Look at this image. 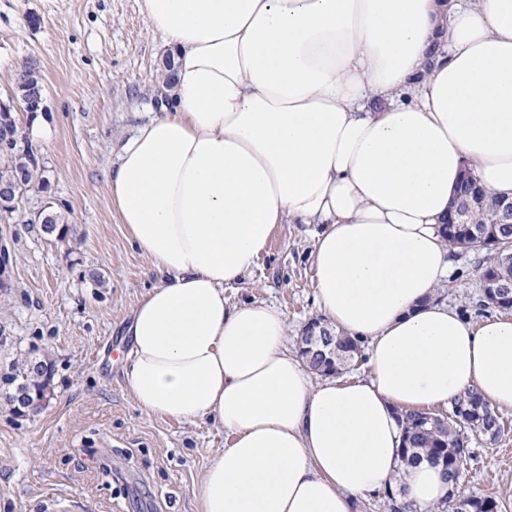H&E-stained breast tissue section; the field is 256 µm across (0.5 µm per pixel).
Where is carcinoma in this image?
<instances>
[{
  "instance_id": "cac0c4a2",
  "label": "carcinoma",
  "mask_w": 512,
  "mask_h": 512,
  "mask_svg": "<svg viewBox=\"0 0 512 512\" xmlns=\"http://www.w3.org/2000/svg\"><path fill=\"white\" fill-rule=\"evenodd\" d=\"M38 150L32 144L21 147L16 144L4 153L0 152V182L13 178L17 169L26 170L27 191L47 190L44 166L38 160ZM474 184L464 182L459 188V204L469 211V222L473 224L474 235L461 236L443 227L446 243L451 248L475 247L482 242V233L497 229L502 238L501 245L512 252V224L500 223L499 199L480 198L472 200ZM44 239L66 240L72 233L69 224L59 208L52 210L47 223L39 225ZM481 274L492 275L506 285L499 295V301L492 307L502 311L512 310V261L497 263L493 260L481 265ZM314 330H323L332 335V342L325 345L312 336L311 330L302 332L298 351L307 367L317 375L335 374L355 359L361 357L363 341L334 331L322 319L309 321ZM55 376V363L49 358L14 359L4 372L0 373V403L9 407L18 416H23L20 399H40L51 388ZM398 423L403 437L402 462L414 466L427 462L442 471L444 480L451 488H457L462 471L468 465L470 451L468 433H478L497 441L504 431V419L477 393L470 391L451 405L446 415L430 411H409L398 414ZM382 499L387 512H415L401 501L396 485L391 484L383 491ZM433 512H498V502L491 498L450 496L440 501Z\"/></svg>"
}]
</instances>
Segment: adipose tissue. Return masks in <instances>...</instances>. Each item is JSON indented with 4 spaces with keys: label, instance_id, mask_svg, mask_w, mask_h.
I'll use <instances>...</instances> for the list:
<instances>
[{
    "label": "adipose tissue",
    "instance_id": "adipose-tissue-1",
    "mask_svg": "<svg viewBox=\"0 0 512 512\" xmlns=\"http://www.w3.org/2000/svg\"><path fill=\"white\" fill-rule=\"evenodd\" d=\"M172 106L122 141L112 209L159 280L124 375L147 414L232 440L199 512H352L402 471L428 512L449 487L401 465L396 413L467 391L512 408V319L434 302L463 173L512 197V0H142ZM315 224L314 296L366 340L368 374L313 382L284 312L226 305L280 224Z\"/></svg>",
    "mask_w": 512,
    "mask_h": 512
}]
</instances>
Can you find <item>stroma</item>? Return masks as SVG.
<instances>
[{
  "label": "stroma",
  "mask_w": 512,
  "mask_h": 512,
  "mask_svg": "<svg viewBox=\"0 0 512 512\" xmlns=\"http://www.w3.org/2000/svg\"><path fill=\"white\" fill-rule=\"evenodd\" d=\"M161 38L141 0H0V98L19 73L36 72L50 126L40 140L53 198L65 203L77 239L49 242L25 220L42 196L29 193L0 232L15 240V287L0 324L16 341L9 358L49 355L54 392L36 414L0 406V512H198L193 491L210 456L227 448L222 426L146 414L130 394L125 331L157 278L112 211L105 176L114 146L143 113L157 109ZM314 224L278 225L251 273L225 289L226 304L263 302L287 317L296 350L318 317L310 253ZM440 301L484 318L480 266L491 253L457 248ZM104 280L95 286L90 272ZM498 441L471 434L475 454L460 479L463 495L490 497L512 512V409Z\"/></svg>",
  "instance_id": "35a3bbf8"
}]
</instances>
